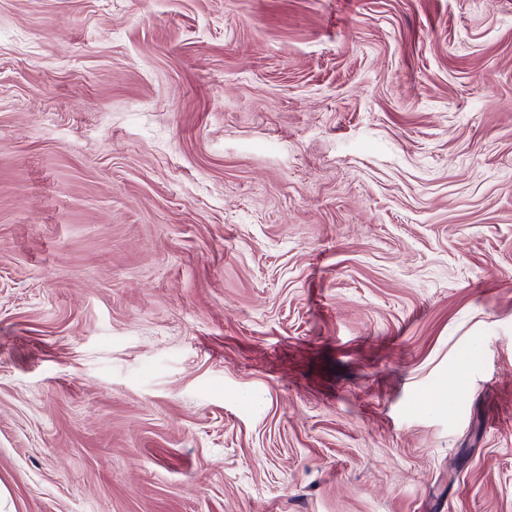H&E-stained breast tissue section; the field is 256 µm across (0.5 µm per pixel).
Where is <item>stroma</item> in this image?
Segmentation results:
<instances>
[{
    "mask_svg": "<svg viewBox=\"0 0 512 512\" xmlns=\"http://www.w3.org/2000/svg\"><path fill=\"white\" fill-rule=\"evenodd\" d=\"M0 512H512V0H0Z\"/></svg>",
    "mask_w": 512,
    "mask_h": 512,
    "instance_id": "stroma-1",
    "label": "stroma"
}]
</instances>
